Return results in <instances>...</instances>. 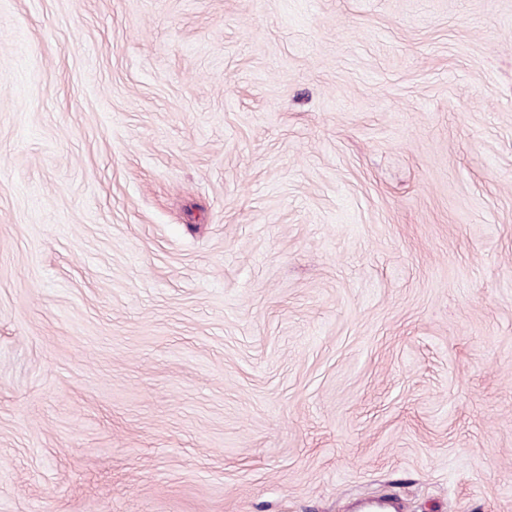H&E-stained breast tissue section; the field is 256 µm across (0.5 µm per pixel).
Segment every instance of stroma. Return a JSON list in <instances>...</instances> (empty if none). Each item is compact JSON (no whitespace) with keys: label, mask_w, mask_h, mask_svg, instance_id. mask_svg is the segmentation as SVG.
<instances>
[{"label":"stroma","mask_w":512,"mask_h":512,"mask_svg":"<svg viewBox=\"0 0 512 512\" xmlns=\"http://www.w3.org/2000/svg\"><path fill=\"white\" fill-rule=\"evenodd\" d=\"M512 512V0H0V512Z\"/></svg>","instance_id":"35a3bbf8"}]
</instances>
